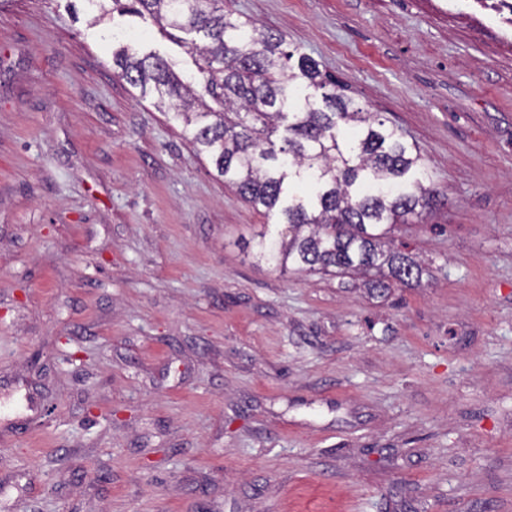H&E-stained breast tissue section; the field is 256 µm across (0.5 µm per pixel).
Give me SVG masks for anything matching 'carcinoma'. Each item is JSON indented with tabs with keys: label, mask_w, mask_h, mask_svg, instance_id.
Wrapping results in <instances>:
<instances>
[{
	"label": "carcinoma",
	"mask_w": 512,
	"mask_h": 512,
	"mask_svg": "<svg viewBox=\"0 0 512 512\" xmlns=\"http://www.w3.org/2000/svg\"><path fill=\"white\" fill-rule=\"evenodd\" d=\"M93 24L118 11L192 36L194 69L123 47L112 68L171 109L224 184L288 225L251 239L253 258L281 274L364 278L384 292L421 265L390 247L400 225L432 213L441 191L416 143L336 91V80L282 36L224 11L223 0H85Z\"/></svg>",
	"instance_id": "cac0c4a2"
}]
</instances>
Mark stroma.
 Masks as SVG:
<instances>
[{
  "instance_id": "1",
  "label": "stroma",
  "mask_w": 512,
  "mask_h": 512,
  "mask_svg": "<svg viewBox=\"0 0 512 512\" xmlns=\"http://www.w3.org/2000/svg\"><path fill=\"white\" fill-rule=\"evenodd\" d=\"M224 7L418 144L445 201L394 238L422 277L255 265L275 216L113 72L83 0H0V512H512V27Z\"/></svg>"
}]
</instances>
